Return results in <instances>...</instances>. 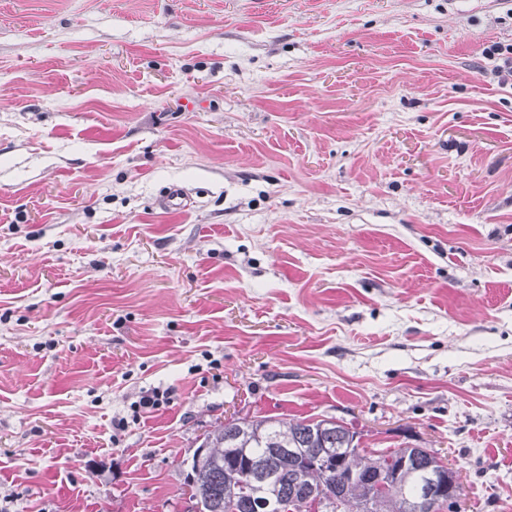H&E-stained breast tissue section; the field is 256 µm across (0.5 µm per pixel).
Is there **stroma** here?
I'll return each mask as SVG.
<instances>
[{
    "label": "stroma",
    "instance_id": "35a3bbf8",
    "mask_svg": "<svg viewBox=\"0 0 512 512\" xmlns=\"http://www.w3.org/2000/svg\"><path fill=\"white\" fill-rule=\"evenodd\" d=\"M498 43L512 0H0V512H187L246 415L512 512Z\"/></svg>",
    "mask_w": 512,
    "mask_h": 512
}]
</instances>
